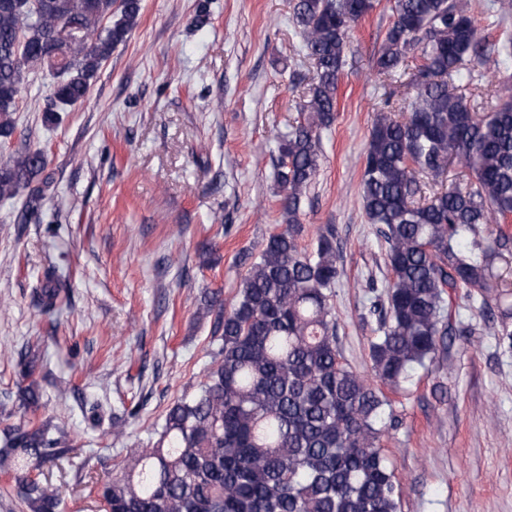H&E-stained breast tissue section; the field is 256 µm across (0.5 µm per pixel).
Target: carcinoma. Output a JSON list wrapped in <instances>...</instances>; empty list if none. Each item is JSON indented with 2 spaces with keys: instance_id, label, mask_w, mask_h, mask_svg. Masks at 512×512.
Listing matches in <instances>:
<instances>
[{
  "instance_id": "cac0c4a2",
  "label": "carcinoma",
  "mask_w": 512,
  "mask_h": 512,
  "mask_svg": "<svg viewBox=\"0 0 512 512\" xmlns=\"http://www.w3.org/2000/svg\"><path fill=\"white\" fill-rule=\"evenodd\" d=\"M379 0H295L292 20L316 73L301 117L279 143L275 181L280 230L248 264L230 304L205 293L216 347L193 392L153 423L148 444L128 453L123 473L101 485L104 512H401L395 469L381 448L402 418L383 388L405 389L418 370H451L461 311L493 327L512 348V235L491 226L512 216V38L487 54L466 0H391L392 21L374 54L375 80L413 91L401 114L380 110L364 150L361 200L380 225L391 279L367 285L376 336L369 374L338 345L333 305L339 281L336 227L301 248L299 214L320 167L321 133L337 119V90L354 24ZM141 0H0V140L25 74L48 69L45 121L58 105L85 100L112 51L138 25ZM457 164L462 185L438 187ZM47 165L40 148L0 162V200L27 192L19 223L37 217L33 183ZM48 268L33 289V315L52 322L66 297ZM20 405L42 407L40 342L5 349ZM88 423L109 421L120 439L136 403L121 412L81 401ZM0 400V474L25 512H60L46 466L70 461L71 431L51 417L10 422Z\"/></svg>"
}]
</instances>
